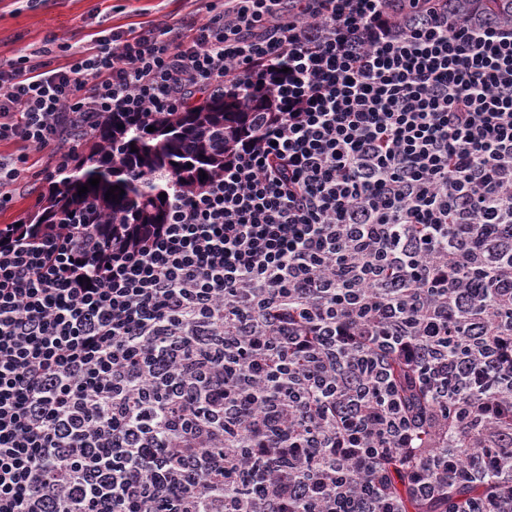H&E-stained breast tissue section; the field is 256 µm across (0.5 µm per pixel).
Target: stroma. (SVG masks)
I'll use <instances>...</instances> for the list:
<instances>
[{
	"label": "stroma",
	"mask_w": 512,
	"mask_h": 512,
	"mask_svg": "<svg viewBox=\"0 0 512 512\" xmlns=\"http://www.w3.org/2000/svg\"><path fill=\"white\" fill-rule=\"evenodd\" d=\"M198 16L195 0H35L29 8L0 0V63L47 45L61 67L99 31Z\"/></svg>",
	"instance_id": "stroma-1"
}]
</instances>
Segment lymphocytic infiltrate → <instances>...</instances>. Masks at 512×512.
I'll use <instances>...</instances> for the list:
<instances>
[{"label": "lymphocytic infiltrate", "instance_id": "obj_1", "mask_svg": "<svg viewBox=\"0 0 512 512\" xmlns=\"http://www.w3.org/2000/svg\"><path fill=\"white\" fill-rule=\"evenodd\" d=\"M199 3L0 70V210L112 113L279 112L134 245L0 224V512H400L405 457L420 499L489 482L466 512H512V17ZM396 383V395L414 408L415 413L422 411L428 405L424 389L414 382L412 367L402 359H394L390 363Z\"/></svg>", "mask_w": 512, "mask_h": 512}]
</instances>
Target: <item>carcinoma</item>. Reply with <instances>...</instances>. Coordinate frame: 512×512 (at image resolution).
Masks as SVG:
<instances>
[{"label":"carcinoma","mask_w":512,"mask_h":512,"mask_svg":"<svg viewBox=\"0 0 512 512\" xmlns=\"http://www.w3.org/2000/svg\"><path fill=\"white\" fill-rule=\"evenodd\" d=\"M461 10L487 16L512 14L503 0H458ZM273 109L271 96L258 90L228 96L220 90L198 107L165 112L149 121L114 114L86 141L87 154L74 159L73 166L49 182L40 207L30 214L28 224H97L103 234L120 237L127 228L166 221L175 189L193 191L224 174V160L238 140L254 132L250 119L256 110ZM153 126L155 130L147 131ZM137 151H131V148ZM207 178H201V174ZM92 178L98 186L89 185ZM88 192L78 195V187ZM124 194L105 199L110 187ZM166 197H161V194ZM396 395L420 412L428 405L424 389L414 382L412 367L402 359L390 363ZM415 463L392 461L385 467L386 491L396 498L402 512H457L480 488L458 485L449 489L439 503L420 501L411 488Z\"/></svg>","instance_id":"obj_1"}]
</instances>
